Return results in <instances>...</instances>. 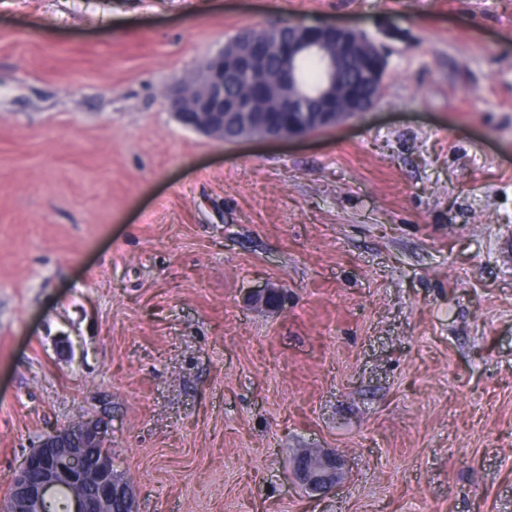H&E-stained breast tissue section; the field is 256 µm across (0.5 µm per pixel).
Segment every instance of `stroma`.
Listing matches in <instances>:
<instances>
[{"mask_svg":"<svg viewBox=\"0 0 512 512\" xmlns=\"http://www.w3.org/2000/svg\"><path fill=\"white\" fill-rule=\"evenodd\" d=\"M286 21L383 45L372 111L168 110ZM82 416L137 512H512V0H0V499ZM296 481L311 492L331 489L343 479L340 458L334 452L310 451L294 462Z\"/></svg>","mask_w":512,"mask_h":512,"instance_id":"stroma-1","label":"stroma"}]
</instances>
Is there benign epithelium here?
Listing matches in <instances>:
<instances>
[{
  "instance_id": "7a95c632",
  "label": "benign epithelium",
  "mask_w": 512,
  "mask_h": 512,
  "mask_svg": "<svg viewBox=\"0 0 512 512\" xmlns=\"http://www.w3.org/2000/svg\"><path fill=\"white\" fill-rule=\"evenodd\" d=\"M342 49L360 60L367 74L376 76L387 66L382 47L359 29L297 23L277 40L276 51L290 60L303 54L321 59L323 75L316 86L297 92V68L269 74V48L240 38L171 89L168 105L184 126L218 141L293 139L334 129L372 110L360 87L342 78ZM237 78L246 82L247 94L224 96V82ZM106 436L102 420L89 417L44 435L22 456L9 485L6 512H47L49 501L81 485L89 469L97 473L98 482L72 495L70 512H136L132 488L115 469L112 455L105 453ZM293 474L311 492L331 489L343 479L340 458L330 451L304 453L295 460Z\"/></svg>"
}]
</instances>
